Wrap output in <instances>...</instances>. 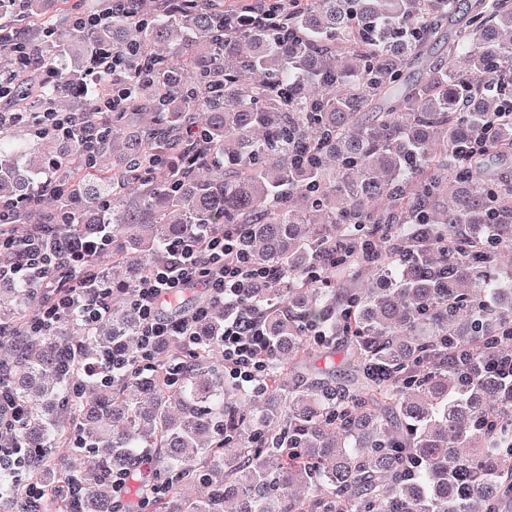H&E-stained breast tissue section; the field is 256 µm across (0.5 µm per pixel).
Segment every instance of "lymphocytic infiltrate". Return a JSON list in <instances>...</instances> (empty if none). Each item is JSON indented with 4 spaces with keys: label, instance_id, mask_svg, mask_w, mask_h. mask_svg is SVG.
Segmentation results:
<instances>
[{
    "label": "lymphocytic infiltrate",
    "instance_id": "f902f5d3",
    "mask_svg": "<svg viewBox=\"0 0 512 512\" xmlns=\"http://www.w3.org/2000/svg\"><path fill=\"white\" fill-rule=\"evenodd\" d=\"M56 253V247L44 245L38 237L29 236L17 256L0 259V279L46 273ZM258 275L257 267L241 264L230 238L216 237L204 246L197 243L179 246L172 262L155 268L136 290L134 303L143 319L142 349L151 351L161 339L185 334L189 321L200 320L208 313L207 307L199 306L187 319L165 317L160 313L164 299L177 296L192 285L204 288L213 298L234 299L242 295ZM81 311L91 321L101 319L106 311L101 295L61 280L31 327L40 331ZM270 350L255 307L245 305L225 317L224 362L243 383L252 385L258 382L262 363Z\"/></svg>",
    "mask_w": 512,
    "mask_h": 512
}]
</instances>
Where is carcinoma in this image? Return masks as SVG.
<instances>
[{
    "instance_id": "obj_1",
    "label": "carcinoma",
    "mask_w": 512,
    "mask_h": 512,
    "mask_svg": "<svg viewBox=\"0 0 512 512\" xmlns=\"http://www.w3.org/2000/svg\"><path fill=\"white\" fill-rule=\"evenodd\" d=\"M247 21L224 0L93 8L0 0L17 111L96 122L98 143L0 130L6 224L79 238L52 276L95 282L109 312L29 330L42 280H0V384L27 409L12 436L48 509L116 512L112 475L142 454L148 512H512V0H301ZM448 56L427 48L452 15ZM117 53L88 96L97 50ZM130 94L117 112L95 101ZM194 137L168 150L187 127ZM484 142L467 166L462 143ZM49 180L55 196L34 198ZM112 228V243L100 230ZM231 235L270 276L223 302L170 300L188 335L141 355L140 281L175 244ZM256 303L273 348L262 385L224 370V318ZM345 343L351 378L311 365ZM81 448L69 470L57 449Z\"/></svg>"
}]
</instances>
